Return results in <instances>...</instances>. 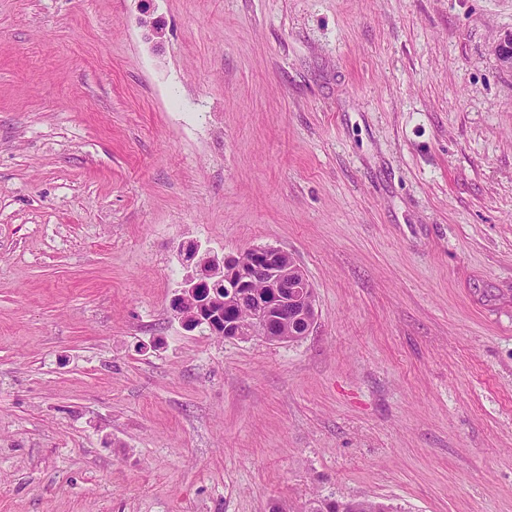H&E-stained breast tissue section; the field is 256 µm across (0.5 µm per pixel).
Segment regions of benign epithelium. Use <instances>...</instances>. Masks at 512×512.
<instances>
[{
	"label": "benign epithelium",
	"instance_id": "benign-epithelium-1",
	"mask_svg": "<svg viewBox=\"0 0 512 512\" xmlns=\"http://www.w3.org/2000/svg\"><path fill=\"white\" fill-rule=\"evenodd\" d=\"M179 293L172 303L186 328L203 326L226 338L274 336L291 321L296 335L308 336L317 317L312 283L288 252L272 246L235 255L203 250L195 244ZM249 299L252 320L241 321L237 304Z\"/></svg>",
	"mask_w": 512,
	"mask_h": 512
}]
</instances>
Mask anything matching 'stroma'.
I'll return each mask as SVG.
<instances>
[{"mask_svg": "<svg viewBox=\"0 0 512 512\" xmlns=\"http://www.w3.org/2000/svg\"><path fill=\"white\" fill-rule=\"evenodd\" d=\"M510 35L512 0H0V512H512ZM193 243L291 253L312 333L186 330Z\"/></svg>", "mask_w": 512, "mask_h": 512, "instance_id": "obj_1", "label": "stroma"}]
</instances>
